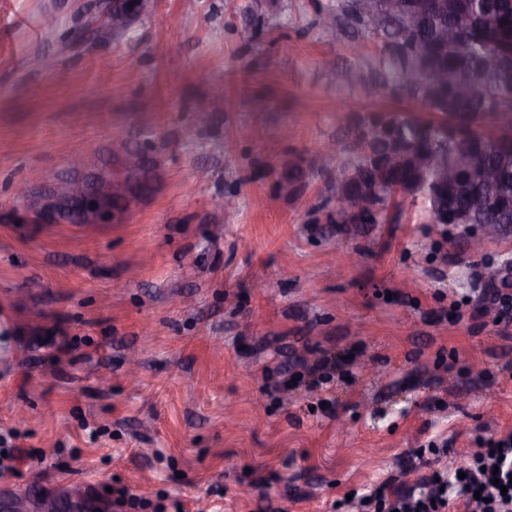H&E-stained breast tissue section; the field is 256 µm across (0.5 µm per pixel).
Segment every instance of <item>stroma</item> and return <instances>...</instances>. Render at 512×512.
I'll list each match as a JSON object with an SVG mask.
<instances>
[{
    "mask_svg": "<svg viewBox=\"0 0 512 512\" xmlns=\"http://www.w3.org/2000/svg\"><path fill=\"white\" fill-rule=\"evenodd\" d=\"M315 2L126 0L116 24L112 0H0V439L23 454L0 512L84 486L87 512H131L119 487L143 512H351L512 434V321L474 298L512 236L475 253L413 208L340 234L322 180L277 189L347 104L417 109L329 83L374 44L322 42ZM101 179L129 199L73 221Z\"/></svg>",
    "mask_w": 512,
    "mask_h": 512,
    "instance_id": "obj_1",
    "label": "stroma"
}]
</instances>
